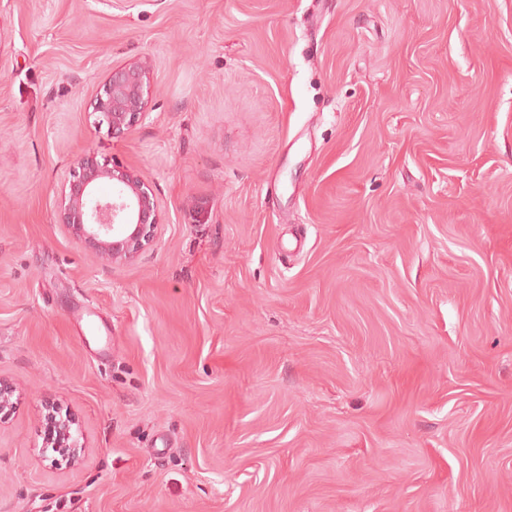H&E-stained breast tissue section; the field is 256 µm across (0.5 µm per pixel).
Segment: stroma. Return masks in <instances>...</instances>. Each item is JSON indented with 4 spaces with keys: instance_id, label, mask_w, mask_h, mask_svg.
Returning <instances> with one entry per match:
<instances>
[{
    "instance_id": "35a3bbf8",
    "label": "stroma",
    "mask_w": 512,
    "mask_h": 512,
    "mask_svg": "<svg viewBox=\"0 0 512 512\" xmlns=\"http://www.w3.org/2000/svg\"><path fill=\"white\" fill-rule=\"evenodd\" d=\"M86 152L132 263L59 222ZM0 376V512H512V0H0ZM150 84L147 60L112 66L90 105L92 111L99 114V123H106L112 136L127 134L146 115L145 95ZM102 183L110 195L99 193ZM60 221L103 265L128 263L156 244L159 204L147 177L84 153L73 163ZM75 425L77 423L74 418L57 415L54 411L49 412L44 451L51 449L61 457L75 461L79 448H83V444L79 440L78 429H74Z\"/></svg>"
}]
</instances>
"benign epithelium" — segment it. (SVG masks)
<instances>
[{"instance_id": "benign-epithelium-1", "label": "benign epithelium", "mask_w": 512, "mask_h": 512, "mask_svg": "<svg viewBox=\"0 0 512 512\" xmlns=\"http://www.w3.org/2000/svg\"><path fill=\"white\" fill-rule=\"evenodd\" d=\"M150 84L146 60L111 68L91 107L112 136L127 134L146 115ZM66 188L60 221L102 264L131 262L156 244L159 204L144 175L119 165L109 167L84 153L74 161ZM16 393L15 384L0 377V414L14 408ZM75 425L74 418L50 412L43 451L76 460L83 444Z\"/></svg>"}]
</instances>
